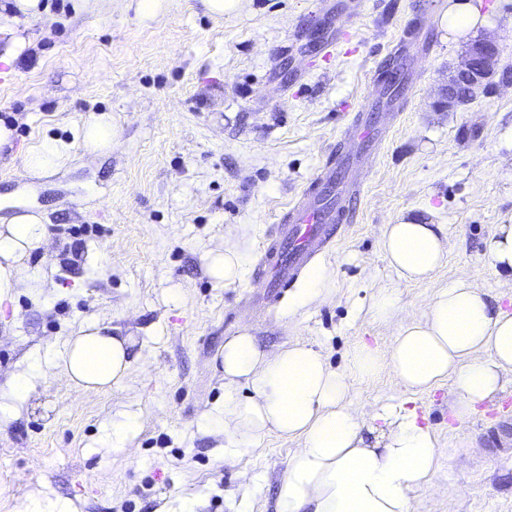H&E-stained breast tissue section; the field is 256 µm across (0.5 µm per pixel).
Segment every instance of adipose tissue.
<instances>
[{
    "label": "adipose tissue",
    "mask_w": 512,
    "mask_h": 512,
    "mask_svg": "<svg viewBox=\"0 0 512 512\" xmlns=\"http://www.w3.org/2000/svg\"><path fill=\"white\" fill-rule=\"evenodd\" d=\"M43 11L40 0H0V35L10 38L1 63L10 66L22 58L29 45L23 32ZM113 136L112 116L102 113L77 128L75 142L44 139L24 156L23 166L48 175L70 158L74 143L93 153L111 148ZM46 237L44 219L36 213L0 224V296L20 287L24 259ZM383 251L398 280L419 281L441 266L448 241L440 225L403 221L387 225ZM484 253L512 288V224L496 226ZM370 312L375 321L395 327L393 342L384 353L360 344L345 372L305 343L267 352L246 330L224 343V408L203 421L223 432L225 458L272 432L301 442L288 461L277 512H414L416 493L434 487L442 457L462 463L476 452L471 445L442 452L407 400L368 412L352 408L351 378L375 376L386 366L408 393L447 379L449 412L469 417L503 389L512 371V314L493 307L465 279L441 289L421 318L401 316L392 288L379 290ZM61 361L65 375L87 392L116 386L131 368L127 340L94 322L70 339ZM242 385L249 395L239 394Z\"/></svg>",
    "instance_id": "ef3b65f1"
}]
</instances>
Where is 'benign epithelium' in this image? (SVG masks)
Here are the masks:
<instances>
[{
  "mask_svg": "<svg viewBox=\"0 0 512 512\" xmlns=\"http://www.w3.org/2000/svg\"><path fill=\"white\" fill-rule=\"evenodd\" d=\"M498 48L485 40L473 44L466 53L464 62L448 78L441 104L453 108L461 98L471 99L484 91V81L496 61Z\"/></svg>",
  "mask_w": 512,
  "mask_h": 512,
  "instance_id": "obj_1",
  "label": "benign epithelium"
}]
</instances>
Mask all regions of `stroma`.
Instances as JSON below:
<instances>
[{
    "label": "stroma",
    "mask_w": 512,
    "mask_h": 512,
    "mask_svg": "<svg viewBox=\"0 0 512 512\" xmlns=\"http://www.w3.org/2000/svg\"><path fill=\"white\" fill-rule=\"evenodd\" d=\"M487 25L464 37L447 30L448 0L432 16L416 0H241L216 17L203 0H172L139 22L127 0H43L52 25L32 20L29 61L0 75V116L16 115L9 164L0 165V219L41 213L45 243L25 264L34 277L0 300V512H276L299 442L278 433L224 457V437L202 428L224 404L218 354L240 330L274 350L306 343L336 369L360 343L387 351L392 327L368 313L372 295L396 285L403 316L420 317L457 278L475 282L512 311L484 254L496 225L512 224V0H474ZM498 46L493 84L450 110L439 99L476 41ZM406 45L413 75L377 158L362 160L361 207L316 265L323 298H301L299 278L273 311L253 271L289 203L342 145L346 123L376 104L371 77ZM112 115L109 152L70 161L43 178L21 160L42 139H68L76 123ZM441 225L446 261L419 282L398 280L382 249L386 225ZM85 227L84 255L64 266L68 228ZM216 249L242 258L232 284L210 277ZM91 322L132 340V366L116 387L87 392L60 370L70 336ZM27 379L26 396L15 383ZM450 381L414 394L441 448H460L508 420L500 399L465 420L448 411ZM390 368L352 380L353 407L401 398ZM138 414L122 446L116 414ZM417 512H512V450L490 449L443 464Z\"/></svg>",
    "instance_id": "1"
}]
</instances>
